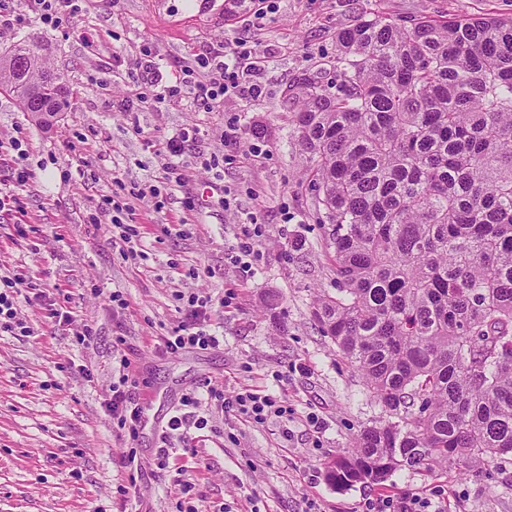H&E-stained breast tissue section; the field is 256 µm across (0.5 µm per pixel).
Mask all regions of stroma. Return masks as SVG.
<instances>
[{
	"label": "stroma",
	"instance_id": "stroma-1",
	"mask_svg": "<svg viewBox=\"0 0 512 512\" xmlns=\"http://www.w3.org/2000/svg\"><path fill=\"white\" fill-rule=\"evenodd\" d=\"M259 3L76 0L73 14L49 28L25 0H9L20 20L0 27V53L29 45L64 76L69 105L46 120L0 92V165L33 172L19 192L23 213L0 210V273L61 289L73 320L52 322L39 300L21 297L18 316L34 335L0 332V512H205L216 504L224 512H361L366 500L412 494L443 496L448 512H512L510 461L479 477L438 466L398 470L378 485L328 480L329 466L386 414L313 314L333 289L332 261L286 101L303 74L332 70L337 30L366 14L512 15V0H277L258 20ZM240 38L262 60L261 96L207 106L185 96L140 101L145 87L162 92L197 56ZM230 125L232 164L202 169L200 157L224 154ZM184 128L199 135L183 156L190 182L179 188L166 184L165 160L146 142ZM215 180L234 195L231 209L190 206ZM133 185L146 195L133 203L140 255L128 258L113 247L111 225L90 219L104 197L126 199ZM179 221L183 235L160 233ZM252 223L258 233L245 238ZM245 241L248 277L230 261ZM116 292L129 302L119 314ZM193 293L231 297L212 317L223 346L160 355L157 337L184 318L177 295ZM86 324L95 334L82 344L76 333ZM123 356L137 370L136 395L154 396L135 440L108 408ZM205 379L228 398L248 389L273 395L288 413L260 424L213 413L207 440L176 447L170 467L158 469L151 423L168 419L171 389L186 393ZM132 450L142 462L134 484L123 464ZM193 456L199 466L186 492L173 466Z\"/></svg>",
	"mask_w": 512,
	"mask_h": 512
}]
</instances>
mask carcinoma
Listing matches in <instances>:
<instances>
[{"label":"carcinoma","mask_w":512,"mask_h":512,"mask_svg":"<svg viewBox=\"0 0 512 512\" xmlns=\"http://www.w3.org/2000/svg\"><path fill=\"white\" fill-rule=\"evenodd\" d=\"M63 111L25 46L0 91ZM293 115L336 294L314 316L387 412L328 470L478 475L512 455V16L375 14L336 32V75Z\"/></svg>","instance_id":"obj_1"}]
</instances>
